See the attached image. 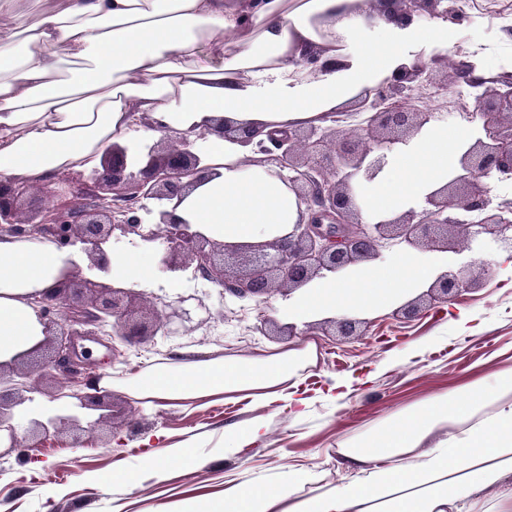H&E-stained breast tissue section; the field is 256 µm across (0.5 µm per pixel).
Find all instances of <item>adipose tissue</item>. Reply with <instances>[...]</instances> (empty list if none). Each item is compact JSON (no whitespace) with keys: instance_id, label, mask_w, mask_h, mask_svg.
I'll use <instances>...</instances> for the list:
<instances>
[{"instance_id":"adipose-tissue-1","label":"adipose tissue","mask_w":512,"mask_h":512,"mask_svg":"<svg viewBox=\"0 0 512 512\" xmlns=\"http://www.w3.org/2000/svg\"><path fill=\"white\" fill-rule=\"evenodd\" d=\"M0 0V175L43 185L98 165L115 144L136 157L161 130L207 135L211 177L163 207L217 242L260 243L299 219L295 195L246 148L213 134L217 121L263 132L320 123L379 87L413 50L445 51L447 23L404 25L376 0H52L30 19ZM379 31L367 46L369 31ZM316 56V68L299 64ZM461 133L426 127L395 148L366 191L389 218L448 180ZM80 257L33 235H0V363L44 337L35 296ZM443 262L400 256L349 280L323 278L297 293L293 321L385 308L432 282ZM314 345L254 364L166 363L128 386L148 404L218 395L310 401L296 376ZM343 477L333 485L304 465L242 485L183 512H512V369L434 393L410 412L340 441Z\"/></svg>"}]
</instances>
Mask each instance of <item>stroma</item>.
Masks as SVG:
<instances>
[{
	"mask_svg": "<svg viewBox=\"0 0 512 512\" xmlns=\"http://www.w3.org/2000/svg\"><path fill=\"white\" fill-rule=\"evenodd\" d=\"M497 13L477 0L472 14L455 24L458 43L479 44L488 50L485 67L512 73V0H497ZM427 260L448 258V269L478 277L472 289L447 303L426 305L419 317L404 319L393 309L366 317L359 336H335L331 325L310 321L305 335L276 336L264 318L287 320L281 311L287 291L272 292L264 303L219 299L216 287L198 281L201 295L215 317L184 336H156L154 345L106 362V348L92 344L90 357L96 377L109 376L114 403L122 409L114 426L72 436L49 437L42 451H25L0 459V512H179L184 499L217 496L225 478L249 483L257 477L275 478L288 467L317 466L325 483L339 478L338 442L377 426L388 415L407 409L433 393L474 381L478 374L512 368V266L500 259L496 245L449 252L430 244L409 250L398 244L383 250L376 263L390 265L402 252ZM471 315L467 331H458L459 312ZM315 343L318 359L298 371L302 388L313 402L304 417H294L285 401L254 402L224 396L190 404L146 406L120 380L135 377L152 360L180 362H251L284 349ZM375 370L373 381L342 405L324 398L323 389L336 380ZM264 416L263 444L239 456L215 454L227 430L253 416ZM160 433L155 448L160 471H139L136 482L124 473L136 469L145 454L144 440ZM194 447L192 460L170 456L173 446Z\"/></svg>",
	"mask_w": 512,
	"mask_h": 512,
	"instance_id": "1",
	"label": "stroma"
}]
</instances>
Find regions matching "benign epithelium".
Returning <instances> with one entry per match:
<instances>
[{"label": "benign epithelium", "instance_id": "obj_1", "mask_svg": "<svg viewBox=\"0 0 512 512\" xmlns=\"http://www.w3.org/2000/svg\"><path fill=\"white\" fill-rule=\"evenodd\" d=\"M392 4L394 15L411 23L421 15L455 21L441 9L442 0H378ZM440 55L425 60L417 54L402 64L381 86L361 95L354 111L331 112L320 125L297 126L256 142V152L275 167L295 194L307 221L293 225L287 234L258 244L215 242L192 224L163 209L153 211L147 201L171 200L208 178L207 136L204 133H163L148 147L146 161L133 164L125 147L114 145L103 154L92 173H69L47 185L20 179L0 180V233L26 237L43 235L61 248L76 251L88 260L90 278L80 272L64 273L50 292L37 300L44 325V339L22 357L40 353L43 370L61 368L75 388L63 395L77 400L80 409L115 412V406L98 392H91L89 364L80 359L81 340H93L110 353L114 339L139 347L149 338L180 336L192 325L213 319L203 303L205 316L193 321L191 310L154 297L149 318L137 319L129 305L143 293L110 279V257L126 241L138 242L161 253L159 270L167 280L191 268L194 274L239 299H262L277 287L297 290L327 274L347 271L368 258H378L393 241L416 247L420 243L448 242L453 229L460 244L469 248L482 234L494 236L499 248L512 252V203H494L488 181L512 182V75H475L476 65L464 60L439 78ZM478 84L483 92L468 118L479 121L481 134L466 136L464 150L448 181L430 192L426 208L410 210L390 219L369 215L365 190L381 172L388 152L411 141L435 113L405 92L452 91L458 82ZM224 138L250 144L256 133L228 124L217 126ZM31 196L39 205L23 208ZM477 281L442 273L428 286L431 300L450 301ZM338 335H357L362 324L354 317L333 319ZM14 374L0 364V438L9 440L0 458L15 448H41L49 429H81L82 414L50 416L30 423L21 438L13 426L12 409L25 403L23 394L6 388Z\"/></svg>", "mask_w": 512, "mask_h": 512}]
</instances>
